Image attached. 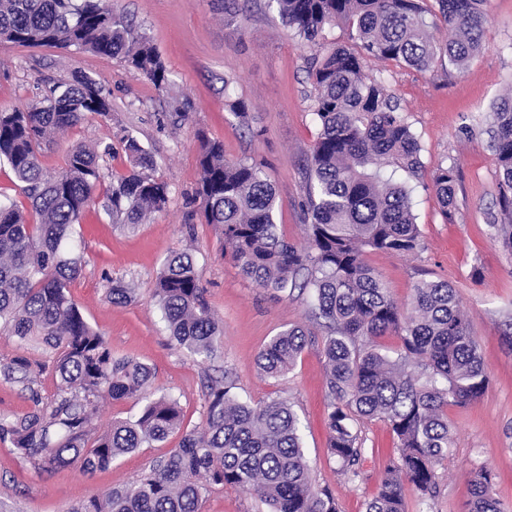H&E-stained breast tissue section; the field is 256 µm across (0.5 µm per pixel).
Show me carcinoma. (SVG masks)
I'll list each match as a JSON object with an SVG mask.
<instances>
[{"instance_id":"carcinoma-1","label":"carcinoma","mask_w":512,"mask_h":512,"mask_svg":"<svg viewBox=\"0 0 512 512\" xmlns=\"http://www.w3.org/2000/svg\"><path fill=\"white\" fill-rule=\"evenodd\" d=\"M280 18L302 46H320L309 58L312 115L318 134L305 171L303 245L288 241L277 224L281 207L262 167L228 160L224 143L199 133L200 180L196 196L207 224L222 228L224 254L242 276L280 292L309 295V313L322 329L326 362L327 450L350 482L361 475V419L387 424L397 456L390 460L365 512H405V488L421 501L437 493L436 466L448 458V406L478 400L488 375L478 342L455 287L421 279L402 307L369 252L405 254L423 248L413 213L411 182L419 179L421 147L406 115L386 94L381 77L364 72L368 57L427 71L448 62L464 68L482 50L486 0H435L448 40L430 33L420 0H274ZM341 25L351 44H320L328 27ZM0 41L22 47L75 48L118 59L156 87L169 72L147 33L132 27L112 0H0ZM229 111L248 124V105L224 80ZM110 104L99 83L84 74L50 89L25 110L0 112V160L9 164L38 223L13 202L0 201V330L19 346L43 345L51 354L56 392L42 396L37 377L46 363L18 354L0 363V379L28 392L21 415L0 417V443L35 471L70 465L92 474L118 458L181 434L178 447L132 483L102 498L78 502L69 512H202L215 486L251 490L268 512H337L334 496L314 486L301 441V424L287 402L252 405L233 393L229 372L205 386V422L187 430L177 398L156 394L155 372L133 358H114L104 336L84 318L69 291L81 273L69 246L75 224L98 204L112 223L133 231L169 203L166 182L154 177L153 156L137 139L125 141L132 169L115 175L102 197L101 155L77 143L64 170L40 160L47 137L73 128ZM499 172V205L506 221L490 228L512 249V93L489 116ZM445 218L455 210V174L439 168L432 179ZM194 256H166L154 299L171 338L206 359L217 357L223 328L205 298ZM114 305L135 301L123 280H108ZM397 336L399 349L381 339ZM312 342L292 326L273 336L257 357L259 373L290 372ZM141 404L130 419L93 426L101 398ZM492 474L473 478L467 512H503L490 492Z\"/></svg>"}]
</instances>
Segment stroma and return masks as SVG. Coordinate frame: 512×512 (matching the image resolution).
Wrapping results in <instances>:
<instances>
[{
	"instance_id": "1",
	"label": "stroma",
	"mask_w": 512,
	"mask_h": 512,
	"mask_svg": "<svg viewBox=\"0 0 512 512\" xmlns=\"http://www.w3.org/2000/svg\"><path fill=\"white\" fill-rule=\"evenodd\" d=\"M221 0H115L118 12L151 37L173 80L158 90L139 72L88 51L20 47L0 42V110L26 108L76 72L96 80L111 104L108 117L90 115L78 127L43 146L41 160L61 169L72 144L103 150V175L126 172V137H135L156 161L155 176L169 185L167 208L147 217L135 231L112 223L102 209L86 213L74 228L83 256L71 295L86 320L107 340L115 356H131L155 371L153 386L180 401L186 427L202 426L206 375L229 371L240 400L257 404L277 397L301 418L303 445L316 486L329 488L339 512H365L390 458L394 441L384 422L361 420L364 478L348 482L327 453L325 360L312 344L295 368L277 379L262 377L256 357L283 327L309 325L305 296H288L245 279L224 254L220 227L203 223L195 190L200 180L198 133L224 144L229 160L261 164L274 184L281 208L277 221L289 241L306 238L299 203L304 169L318 126L311 112L307 59L274 0H249L244 18L224 23ZM489 22L483 49L463 70L438 65L419 72L390 60L368 59L365 71L385 80L421 145L423 168L414 183V211L424 247L397 255L372 252L368 263L383 276L398 302H409L417 281L452 283L472 327L489 384L478 400L448 409L451 451L436 467L437 496L421 501L405 490L406 512H464L476 472L490 470L491 494L512 512V252L495 238L490 215L499 213V179L488 146L486 117L493 102L512 90V0H487ZM249 104L242 126L224 105V83ZM188 106L178 118L174 102ZM258 137H251V130ZM454 168L456 210L445 219L431 183L438 167ZM191 252L201 270L206 297L224 330L223 352L203 361L169 336L152 299L165 257ZM119 278L137 300L113 305L108 281ZM175 440L125 455L106 470L88 475L69 466L37 473L0 444V500L14 512H69L78 501L135 481ZM203 512H266L240 488L217 487Z\"/></svg>"
}]
</instances>
